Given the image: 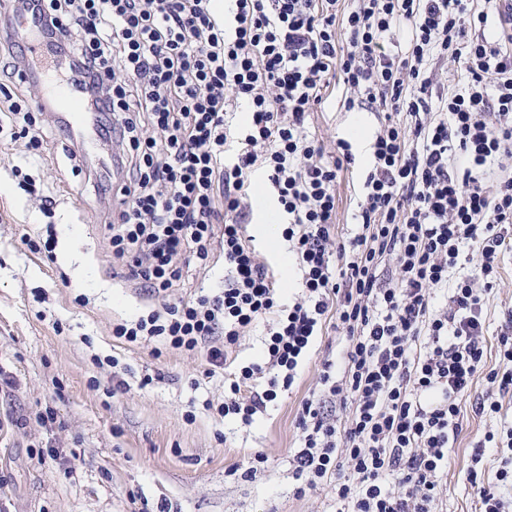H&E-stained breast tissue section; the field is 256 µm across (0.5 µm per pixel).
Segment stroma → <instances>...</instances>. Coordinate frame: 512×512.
<instances>
[{"label": "stroma", "mask_w": 512, "mask_h": 512, "mask_svg": "<svg viewBox=\"0 0 512 512\" xmlns=\"http://www.w3.org/2000/svg\"><path fill=\"white\" fill-rule=\"evenodd\" d=\"M41 121L46 140L35 165L26 162V139L0 132V512H334L329 487L295 496L292 456L301 405L323 360L341 357L342 330L327 322L291 388L252 427L223 419L215 407L224 400V371L208 375L201 355L112 333L164 301L222 288L223 255L184 269L166 299L149 296L112 252L104 218L118 199L103 188L98 157L65 139L50 114ZM384 123V112L348 111L334 99L308 115L313 137L328 147L347 139L356 156L336 180L339 236L356 230L362 172ZM250 203L256 249L274 265L282 301H293L299 274L286 256L282 219L261 186ZM511 310L509 249L483 307L491 348ZM112 357L118 366L109 365ZM500 401L493 415L462 404L442 477L447 512H478L467 477L486 432L512 424V394ZM50 448L57 458L47 456ZM258 452L267 466L247 477ZM66 466L75 467L73 478L63 476Z\"/></svg>", "instance_id": "stroma-1"}]
</instances>
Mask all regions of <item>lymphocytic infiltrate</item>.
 Returning <instances> with one entry per match:
<instances>
[{
    "instance_id": "obj_1",
    "label": "lymphocytic infiltrate",
    "mask_w": 512,
    "mask_h": 512,
    "mask_svg": "<svg viewBox=\"0 0 512 512\" xmlns=\"http://www.w3.org/2000/svg\"><path fill=\"white\" fill-rule=\"evenodd\" d=\"M18 0L65 58L100 137L127 146L109 228L117 258L153 296L183 261L224 256V287L165 303L113 334L162 339L224 368L244 329L267 325L260 360L241 366L217 412L250 427L289 389L327 319L346 332L343 365L322 363L298 418L296 496L331 487L336 512H443L442 476L475 378L512 392V311L486 370L483 305L512 232V174L485 186V168L512 156V0ZM344 26L347 45L336 40ZM409 30L406 50L398 35ZM452 58L458 87L432 94L431 64ZM346 110L395 112L377 134L361 181L356 232L337 240L336 180L351 144L333 150L305 118L332 78ZM245 107L249 120H229ZM12 127L41 155L44 132L27 99L7 98ZM280 209L302 294L281 304L274 272L244 222L255 172ZM223 209H216V195ZM479 264H471L472 253ZM392 260L394 283L378 267ZM449 291L444 307L439 292ZM262 388H254L255 380ZM350 410L345 423L326 405Z\"/></svg>"
}]
</instances>
